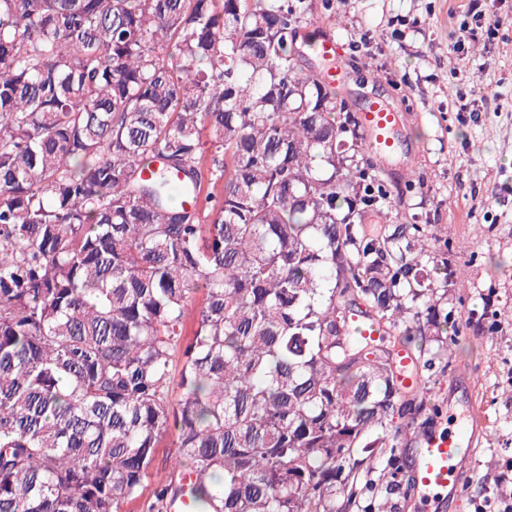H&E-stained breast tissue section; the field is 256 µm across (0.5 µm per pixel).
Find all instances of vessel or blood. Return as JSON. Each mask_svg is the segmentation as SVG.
Wrapping results in <instances>:
<instances>
[{
  "instance_id": "obj_1",
  "label": "vessel or blood",
  "mask_w": 512,
  "mask_h": 512,
  "mask_svg": "<svg viewBox=\"0 0 512 512\" xmlns=\"http://www.w3.org/2000/svg\"><path fill=\"white\" fill-rule=\"evenodd\" d=\"M398 119V111L387 103L375 105L362 114L361 124L369 134L371 151L377 154L393 151L391 132ZM481 424V415L473 408L459 434H431L421 442L412 479L413 490L419 498L429 497L438 488H455L461 475L469 472V458L460 453L459 447L462 439H474Z\"/></svg>"
}]
</instances>
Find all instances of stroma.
<instances>
[{"label": "stroma", "mask_w": 512, "mask_h": 512, "mask_svg": "<svg viewBox=\"0 0 512 512\" xmlns=\"http://www.w3.org/2000/svg\"><path fill=\"white\" fill-rule=\"evenodd\" d=\"M465 0H311L302 36H332L341 45L331 64L348 100L394 103L396 150L380 165L401 193L400 220L442 224L454 247L448 265L466 267L448 291L457 330L446 366L429 371L433 403L443 410L431 429L447 433L476 403L487 436L474 471L456 492L414 500L412 481L394 476L388 454L367 474L392 512H502L512 490V0H496L499 35L475 30L452 47ZM487 96L489 105L479 102Z\"/></svg>", "instance_id": "1"}]
</instances>
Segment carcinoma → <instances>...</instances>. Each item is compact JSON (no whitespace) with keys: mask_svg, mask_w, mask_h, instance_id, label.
<instances>
[{"mask_svg":"<svg viewBox=\"0 0 512 512\" xmlns=\"http://www.w3.org/2000/svg\"><path fill=\"white\" fill-rule=\"evenodd\" d=\"M309 11L0 0V512H124L165 436L146 512H345L379 448L403 471L438 408L383 345L448 355L450 241L393 223ZM174 450L175 448L171 445V440L164 438L159 448H157L155 463L146 482L148 489L159 480L166 478L169 472V461Z\"/></svg>","mask_w":512,"mask_h":512,"instance_id":"cac0c4a2","label":"carcinoma"}]
</instances>
